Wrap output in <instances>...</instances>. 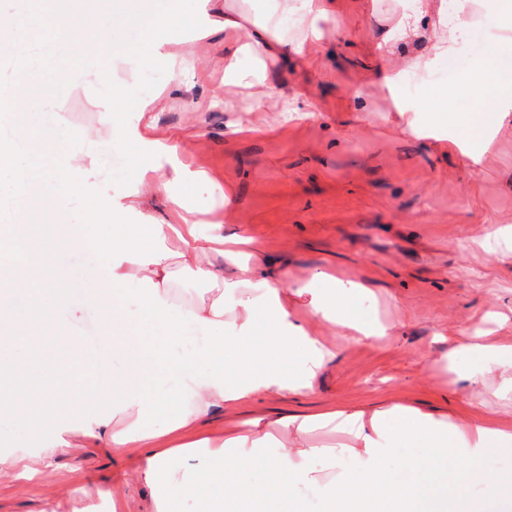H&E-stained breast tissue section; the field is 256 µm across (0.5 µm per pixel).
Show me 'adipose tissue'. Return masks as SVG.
<instances>
[{
  "mask_svg": "<svg viewBox=\"0 0 512 512\" xmlns=\"http://www.w3.org/2000/svg\"><path fill=\"white\" fill-rule=\"evenodd\" d=\"M480 8L481 0H458L453 12L448 0L397 6L384 34L383 83L392 86L408 72H426L437 57L452 53ZM335 10L336 0H273L254 18L228 0H195L192 21L200 36L222 35L229 93L262 84L289 57L316 49L324 39L321 23ZM503 10L508 17L488 39L481 73L496 108L453 116L459 136L451 147L484 141L488 124L512 117L507 109L512 103V0ZM181 18L180 6H173L141 44L124 50L121 61L133 69L167 61L172 88L188 80L201 93H213L198 61L171 52L163 35ZM54 31L70 33L73 60L39 70L35 47ZM0 45L8 58L22 62L20 74L8 80L13 94L6 104L12 111H28L45 86H88L97 92V127L77 136L52 129L31 133L32 144L47 150L53 164L48 193L30 195L28 213L39 218L81 200L92 216H109L119 226L109 234L76 226L41 235L30 259L59 304L68 281L53 267L52 254L84 240L91 244L108 286L94 289L90 300L106 343L125 363L110 383L85 388L81 374L41 352L38 343L30 345L32 367L16 365L12 338L1 334L0 414L25 416L28 393L38 391V412L48 434L33 447L0 452V475L46 473L52 457L78 437L116 454L139 449L134 476L149 492V512H184L187 504L192 512H308L313 491L321 512H484L493 493L503 512H512V494L495 493L490 480L452 494L438 477L462 461L479 460L491 448L512 446V429L489 419L468 417L451 424L398 403L326 406L307 414L254 409L257 398L284 399L312 389L336 355L315 325L368 339L386 335L385 326L354 319L358 285L319 272L315 278L321 290L289 287L286 274L272 275V260L254 236L225 232L220 224L201 235L197 223L182 216L183 205L167 178L144 174L135 191L101 195L94 166L100 129L112 127L118 104L142 112L150 103L133 97L130 86L104 65L108 37L86 0H69L49 16L34 13L23 26L0 9ZM415 45L422 51L409 60L395 53ZM247 59L254 70L243 68ZM160 195L169 216L139 221L143 208ZM188 327L195 332L190 345L182 341ZM463 359L480 361L486 372H500L495 396L512 406V343L476 333L459 339L451 354L431 367L451 370ZM168 406L178 407L174 418L156 430L145 427V420ZM393 416L403 418L401 427L389 428ZM408 447L424 454L410 463L412 481L394 482L381 462L391 449ZM351 462L359 479L346 475Z\"/></svg>",
  "mask_w": 512,
  "mask_h": 512,
  "instance_id": "1",
  "label": "adipose tissue"
}]
</instances>
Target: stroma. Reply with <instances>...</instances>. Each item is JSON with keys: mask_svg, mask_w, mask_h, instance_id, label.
Listing matches in <instances>:
<instances>
[{"mask_svg": "<svg viewBox=\"0 0 512 512\" xmlns=\"http://www.w3.org/2000/svg\"><path fill=\"white\" fill-rule=\"evenodd\" d=\"M393 0H338L337 12L323 24V52L292 59L273 72L270 86L300 93L311 117L282 122L279 112H264L265 127L232 133L260 95L259 90L230 96L224 107L211 106L197 90L168 92L165 62L132 72L115 64L118 80L145 98L160 96L151 112L116 110L117 123H152L159 133L179 136L176 156H146V163L172 174L181 166L207 169L210 183L188 188L200 234L221 221L225 229L247 225L266 247L276 269L288 272L295 287L318 270L336 271L367 288L355 310L388 324L387 337L374 342L359 336L336 337V356L318 376L313 391L289 398L288 410L311 412L336 404L379 406L395 401L456 420L486 416L512 427V409L498 404L493 391L498 375L477 385L482 405L463 401V382L430 376L427 367L444 358L463 335L494 329L512 342V319L494 324L493 312H512V256L496 254L481 242L496 227L512 226V122L489 129L483 144L467 152L443 151L392 130L396 104L416 106L438 95L446 111H474L486 96L474 75L490 33L476 23L456 56L465 63L463 78L442 66L431 74L410 76L395 91L383 88L368 69L378 61L381 35ZM172 49L196 56L213 85L224 76V45L199 39L187 23L165 32ZM95 93L86 87L44 93L41 106L17 117L27 130L61 126L78 132L95 124ZM137 147L116 136H103L100 190L134 189ZM235 201L223 206L224 197ZM88 253L67 248L53 257L55 268L70 275L68 306L77 326L101 336L87 291L101 287L99 271L86 267ZM31 298H0V324L23 319L27 337L56 350L58 335L30 314ZM16 341L24 355L26 339ZM44 434L36 414L0 417V448L27 446ZM137 449L112 455L103 447L81 446L56 455L48 476L0 478V512H96L93 504L71 497L75 488L125 484L127 512H146V489L126 484ZM495 479L512 488V447L494 448L474 463L449 473L456 486L470 477Z\"/></svg>", "mask_w": 512, "mask_h": 512, "instance_id": "obj_1", "label": "stroma"}]
</instances>
